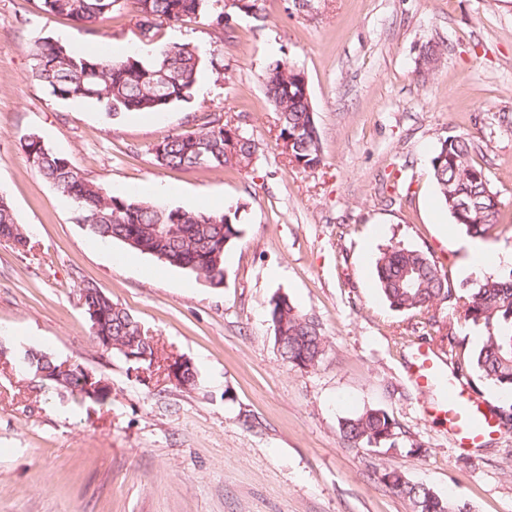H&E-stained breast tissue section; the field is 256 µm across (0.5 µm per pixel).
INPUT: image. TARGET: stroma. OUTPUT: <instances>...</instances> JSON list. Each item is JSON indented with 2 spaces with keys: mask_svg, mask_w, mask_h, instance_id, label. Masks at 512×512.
<instances>
[{
  "mask_svg": "<svg viewBox=\"0 0 512 512\" xmlns=\"http://www.w3.org/2000/svg\"><path fill=\"white\" fill-rule=\"evenodd\" d=\"M265 20L234 14L216 35L207 16L163 26L160 43L198 47L192 99L161 113L109 115L52 96L32 78L34 42L123 58L141 47L129 6L88 32L0 0V192L29 244L0 241V512H411L382 473L397 471L473 512H512V429L460 454L446 426L423 415L435 392L413 386L421 342L463 367L484 329L447 302L397 311L381 296L374 256L400 242L430 252L454 287L465 230L439 198L431 160L440 138L464 134L502 203L488 245L512 248V0H264ZM438 51L425 69L428 47ZM281 61L304 73L323 162L291 163L263 75ZM223 113L259 150L243 170L171 169L152 151ZM66 156L114 196L211 210L239 208L243 234L212 287L129 249L95 248L75 205L29 165L28 136ZM372 256H365V249ZM95 281L161 356L190 360L199 385L137 374L90 334L79 288ZM288 295L319 322L329 347L302 369L284 362L268 312ZM31 349L81 364L110 385L80 401L14 368ZM378 408L398 423L395 447H354L339 423Z\"/></svg>",
  "mask_w": 512,
  "mask_h": 512,
  "instance_id": "1",
  "label": "stroma"
}]
</instances>
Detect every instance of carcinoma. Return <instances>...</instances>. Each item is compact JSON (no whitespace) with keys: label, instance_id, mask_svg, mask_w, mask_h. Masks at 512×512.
<instances>
[{"label":"carcinoma","instance_id":"1","mask_svg":"<svg viewBox=\"0 0 512 512\" xmlns=\"http://www.w3.org/2000/svg\"><path fill=\"white\" fill-rule=\"evenodd\" d=\"M45 13L66 16L87 31L107 19L119 0H38ZM137 18L140 34L153 43L151 58L138 53L125 59L92 55L77 48L44 41L35 44L32 78L59 99L93 101L113 114L159 113L195 92L201 57L194 46L154 43L158 30L192 15L211 17L215 30L224 31V0H125ZM293 68L275 62L265 72L266 93L280 122V135L298 136L292 145L297 165L313 169L322 163L321 141L305 137L303 130L314 113L309 99L288 95ZM200 130L165 137L162 151L154 152L157 163L173 169L195 167L247 168L258 151L254 140L243 136L236 142L224 136L228 123L223 116L205 113L199 117ZM29 165L62 195L76 204V220L89 226L104 240H117L155 257L172 267L190 271L219 286L224 279V254L242 235L238 212L219 213L169 208L132 196L115 197L84 177L70 161L48 148L41 138L31 136L23 145ZM473 142L463 135L440 140L432 159L433 178L439 196L452 221L472 237H484L498 225L502 202L489 186L481 165L475 162ZM204 157H199V154ZM480 205V211L459 210L463 203ZM165 224L177 225L170 236L158 231ZM0 238L21 247L28 246L25 229L10 203L0 197ZM376 283L389 306L398 311L424 312L439 303L454 300L463 318L486 330L481 347L471 357L480 377L512 391V271L498 277H482L473 287L461 291L451 286L447 271L427 252L395 243L380 252L375 261ZM84 306L100 308L102 319L90 324L94 336L112 337V352L124 355L123 347L137 341L134 363L152 366L158 350L149 337L141 335L139 323L124 308L112 303L93 281L83 282ZM281 358L293 366L312 368L326 353L328 340L319 324L302 313L286 295L275 299L269 310ZM20 369L44 372L82 400L83 371L74 366L60 370V363L47 353L27 351L18 360ZM340 432L357 446L395 447L397 423L381 409L365 410L343 419ZM381 480L407 499L412 512H471L469 503L450 501L423 484L411 483L396 472Z\"/></svg>","mask_w":512,"mask_h":512}]
</instances>
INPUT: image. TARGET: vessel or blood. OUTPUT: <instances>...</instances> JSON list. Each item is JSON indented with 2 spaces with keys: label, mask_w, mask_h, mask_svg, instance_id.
<instances>
[{
  "label": "vessel or blood",
  "mask_w": 512,
  "mask_h": 512,
  "mask_svg": "<svg viewBox=\"0 0 512 512\" xmlns=\"http://www.w3.org/2000/svg\"><path fill=\"white\" fill-rule=\"evenodd\" d=\"M406 373L416 387H437L445 393V400L434 406L433 411L447 420L459 450L479 447L497 432L499 422L494 406L461 376L448 372L445 359L428 345L418 346Z\"/></svg>",
  "instance_id": "vessel-or-blood-1"
}]
</instances>
